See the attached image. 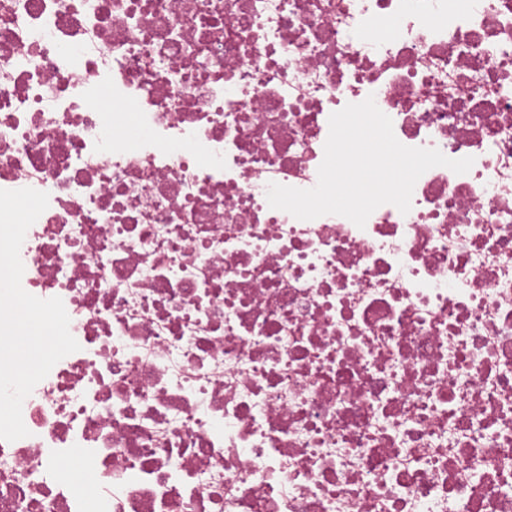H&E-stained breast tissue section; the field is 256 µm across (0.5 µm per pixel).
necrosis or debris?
I'll list each match as a JSON object with an SVG mask.
<instances>
[{"mask_svg": "<svg viewBox=\"0 0 512 512\" xmlns=\"http://www.w3.org/2000/svg\"><path fill=\"white\" fill-rule=\"evenodd\" d=\"M369 97L470 170L362 228L271 208ZM26 187L21 285L80 349L0 439V512H512V0H0Z\"/></svg>", "mask_w": 512, "mask_h": 512, "instance_id": "1", "label": "necrosis or debris"}]
</instances>
